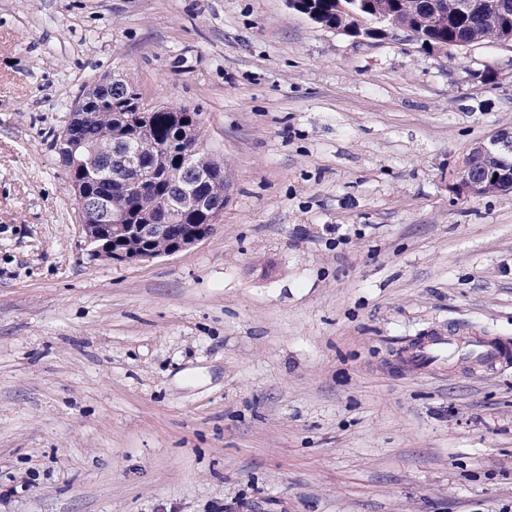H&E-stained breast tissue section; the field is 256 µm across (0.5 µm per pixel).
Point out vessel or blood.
Wrapping results in <instances>:
<instances>
[{
	"label": "vessel or blood",
	"instance_id": "1",
	"mask_svg": "<svg viewBox=\"0 0 512 512\" xmlns=\"http://www.w3.org/2000/svg\"><path fill=\"white\" fill-rule=\"evenodd\" d=\"M467 371H492L512 365V343L488 333L466 334L461 329H432L413 343L409 367L413 374L436 377L449 365Z\"/></svg>",
	"mask_w": 512,
	"mask_h": 512
}]
</instances>
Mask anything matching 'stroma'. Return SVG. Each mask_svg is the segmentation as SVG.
<instances>
[{
	"label": "stroma",
	"mask_w": 512,
	"mask_h": 512,
	"mask_svg": "<svg viewBox=\"0 0 512 512\" xmlns=\"http://www.w3.org/2000/svg\"><path fill=\"white\" fill-rule=\"evenodd\" d=\"M126 74L201 114L215 233L92 259L52 148ZM512 126V51L358 42L287 0H0V512H512V193L455 172ZM431 329L412 344L409 367L413 374L436 377L453 362L466 371H492L512 364V346L506 339L482 333Z\"/></svg>",
	"instance_id": "obj_1"
}]
</instances>
